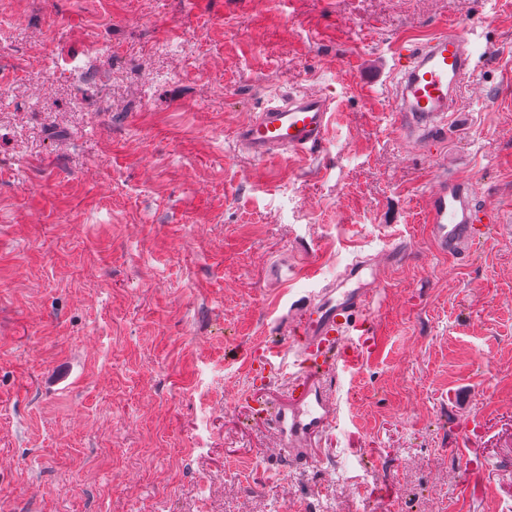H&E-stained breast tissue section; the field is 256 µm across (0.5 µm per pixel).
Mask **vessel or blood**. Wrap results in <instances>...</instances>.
<instances>
[{
    "mask_svg": "<svg viewBox=\"0 0 512 512\" xmlns=\"http://www.w3.org/2000/svg\"><path fill=\"white\" fill-rule=\"evenodd\" d=\"M486 55L475 53L471 30L449 26L421 41L416 50L396 56L391 97L393 124L404 142H432L446 134V114L454 96L471 86ZM333 100L320 91H303L267 100L259 112L234 130L236 146L256 160L282 154L309 156L327 139ZM488 205L479 202L471 181L438 174L426 198L424 222L429 238L442 254L468 259L480 225L491 223ZM373 259L358 258L314 295L289 319L307 359L354 362L352 335L360 331L359 316L373 303L379 286ZM316 377L306 367L289 375L287 404L275 407L271 417L288 434L283 454L307 459L315 438L330 424L325 405L318 400Z\"/></svg>",
    "mask_w": 512,
    "mask_h": 512,
    "instance_id": "vessel-or-blood-1",
    "label": "vessel or blood"
}]
</instances>
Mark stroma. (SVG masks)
Listing matches in <instances>:
<instances>
[{
  "mask_svg": "<svg viewBox=\"0 0 512 512\" xmlns=\"http://www.w3.org/2000/svg\"><path fill=\"white\" fill-rule=\"evenodd\" d=\"M448 24L491 56L422 151L392 67ZM0 34V512H512V0H0ZM307 90L323 148L236 151ZM451 155L498 222L466 260L423 222ZM358 256L370 329L285 460L263 345Z\"/></svg>",
  "mask_w": 512,
  "mask_h": 512,
  "instance_id": "stroma-1",
  "label": "stroma"
}]
</instances>
